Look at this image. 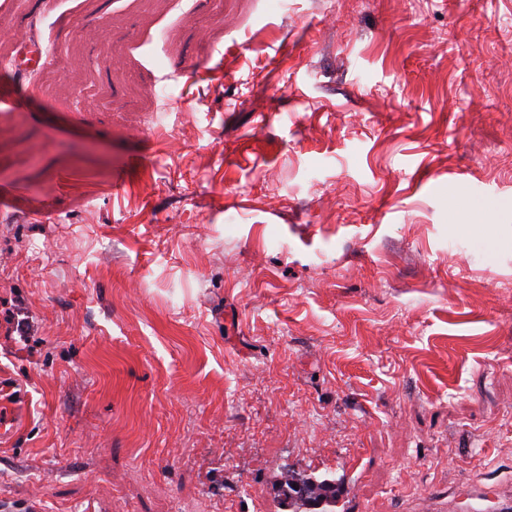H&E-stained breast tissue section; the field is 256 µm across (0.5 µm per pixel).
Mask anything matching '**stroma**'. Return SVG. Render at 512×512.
Returning <instances> with one entry per match:
<instances>
[{"instance_id": "stroma-1", "label": "stroma", "mask_w": 512, "mask_h": 512, "mask_svg": "<svg viewBox=\"0 0 512 512\" xmlns=\"http://www.w3.org/2000/svg\"><path fill=\"white\" fill-rule=\"evenodd\" d=\"M22 34L52 60L0 70V502L512 485V0L0 7Z\"/></svg>"}]
</instances>
